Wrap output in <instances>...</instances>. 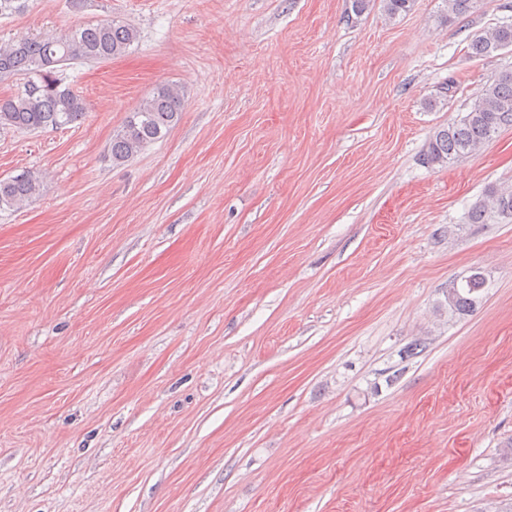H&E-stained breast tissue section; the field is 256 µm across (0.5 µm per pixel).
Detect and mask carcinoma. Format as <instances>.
I'll return each mask as SVG.
<instances>
[{
  "label": "carcinoma",
  "instance_id": "1",
  "mask_svg": "<svg viewBox=\"0 0 512 512\" xmlns=\"http://www.w3.org/2000/svg\"><path fill=\"white\" fill-rule=\"evenodd\" d=\"M391 20L411 12L415 0H378ZM438 16L442 25L469 11L474 0H443ZM28 0H0V18L20 15ZM137 30L121 20L105 19L95 24H78L67 34L20 38L0 44V76L18 75L17 92L0 96V129H59L81 121L88 112L84 98L64 83L61 68L76 61H107L126 54L137 40ZM512 48V22H503L472 38L467 46L472 58L491 57ZM181 93L174 85H160L143 99L112 135V162L121 164L149 144L164 138L178 123ZM512 127V68L501 71L475 94L468 112L433 134L423 162L445 167L459 158L479 151L503 129ZM41 189L40 177L25 174L0 180V207L27 202ZM472 224H511L512 187H490L470 207ZM484 279L475 273L462 287L448 290V312L464 316L478 303L475 296Z\"/></svg>",
  "mask_w": 512,
  "mask_h": 512
}]
</instances>
